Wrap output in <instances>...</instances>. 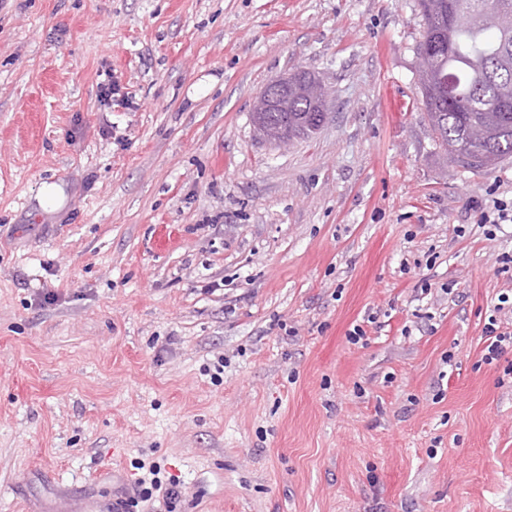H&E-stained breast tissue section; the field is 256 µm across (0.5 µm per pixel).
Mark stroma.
Masks as SVG:
<instances>
[{
	"instance_id": "1",
	"label": "stroma",
	"mask_w": 512,
	"mask_h": 512,
	"mask_svg": "<svg viewBox=\"0 0 512 512\" xmlns=\"http://www.w3.org/2000/svg\"><path fill=\"white\" fill-rule=\"evenodd\" d=\"M423 27L417 0H0V512H107L152 462L175 512H512V351L482 360L512 223L481 222L512 159L436 148ZM300 70L328 116L284 149L252 112Z\"/></svg>"
}]
</instances>
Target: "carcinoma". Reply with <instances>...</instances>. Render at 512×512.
<instances>
[{"mask_svg":"<svg viewBox=\"0 0 512 512\" xmlns=\"http://www.w3.org/2000/svg\"><path fill=\"white\" fill-rule=\"evenodd\" d=\"M428 21L417 51L435 50L433 71L418 79L421 103L436 147L465 169L495 167L512 158V0H418ZM262 120L288 126V139H308L320 129L311 100L288 95Z\"/></svg>","mask_w":512,"mask_h":512,"instance_id":"carcinoma-1","label":"carcinoma"}]
</instances>
